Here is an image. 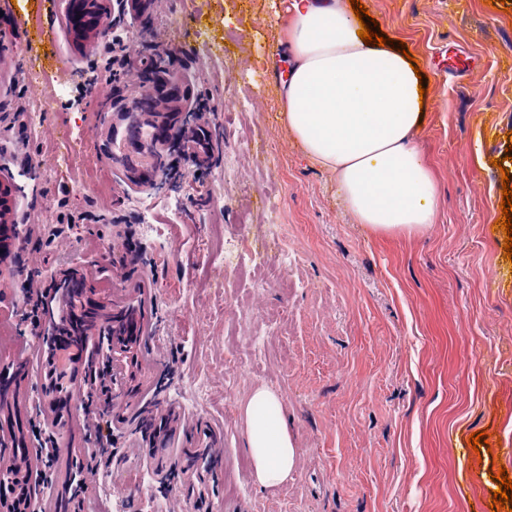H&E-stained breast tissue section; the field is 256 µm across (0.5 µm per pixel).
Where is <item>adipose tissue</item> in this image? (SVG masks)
I'll list each match as a JSON object with an SVG mask.
<instances>
[{"mask_svg":"<svg viewBox=\"0 0 512 512\" xmlns=\"http://www.w3.org/2000/svg\"><path fill=\"white\" fill-rule=\"evenodd\" d=\"M342 0H288L279 27L287 72L282 121L305 156L331 173L356 223L414 234L435 223L433 173L415 145L419 79L396 47L364 44ZM256 482L287 484L297 464L280 396L259 386L244 410Z\"/></svg>","mask_w":512,"mask_h":512,"instance_id":"adipose-tissue-1","label":"adipose tissue"}]
</instances>
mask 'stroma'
<instances>
[{"instance_id":"1","label":"stroma","mask_w":512,"mask_h":512,"mask_svg":"<svg viewBox=\"0 0 512 512\" xmlns=\"http://www.w3.org/2000/svg\"><path fill=\"white\" fill-rule=\"evenodd\" d=\"M361 3L422 75L416 145L439 211L419 234L355 223L333 176L282 122L281 0H141L123 21L134 69L111 86L110 37L78 44L61 0L50 11L0 0V174L19 188L16 223L32 229L0 260V341L10 344L0 364L16 367L5 401L29 412L46 366L21 286L48 289L74 268L95 301L135 305L140 324L135 391L100 406L109 456L90 444L82 404L46 411L57 464L31 479L38 501L70 508L75 461L95 471L83 512H481L496 473L512 478V261L496 225L512 170V0ZM49 24L55 45L24 38ZM159 53L166 68L155 74ZM151 75L188 85L193 115L182 154L161 151L171 181L160 191L133 182L96 137L111 97L135 101ZM202 98L209 111H197ZM145 202L160 235L142 229ZM247 207L265 217L250 228L257 256L297 248L261 282L225 273L205 248L236 233ZM253 301L265 352L239 345L235 360L253 376L236 385L224 349L236 314L224 306ZM259 385L281 396L297 453L277 489L255 483L246 446L243 409ZM480 431L490 448L478 455L469 437Z\"/></svg>"}]
</instances>
